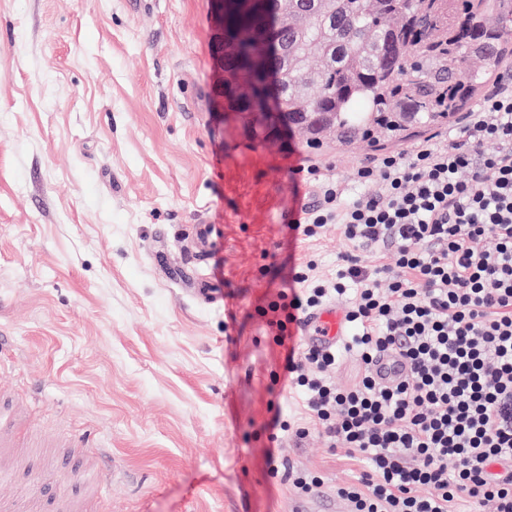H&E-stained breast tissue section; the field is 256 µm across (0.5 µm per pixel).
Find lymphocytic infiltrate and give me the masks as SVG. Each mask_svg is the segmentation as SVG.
Returning <instances> with one entry per match:
<instances>
[{"label":"lymphocytic infiltrate","instance_id":"f902f5d3","mask_svg":"<svg viewBox=\"0 0 512 512\" xmlns=\"http://www.w3.org/2000/svg\"><path fill=\"white\" fill-rule=\"evenodd\" d=\"M463 134L354 167L375 195L346 200L321 181L318 204L291 224L309 238L336 226L349 248L335 278H316L307 261L268 306L308 415L272 424L300 439L317 431L366 461L336 488L351 512H453L460 501L512 512V475L490 471L512 463V86L469 112ZM489 142L498 150L485 151ZM375 247L393 265L364 266ZM348 294L365 371L342 388L330 378L335 354L298 348L291 326ZM387 350L408 367L393 385L370 370Z\"/></svg>","mask_w":512,"mask_h":512}]
</instances>
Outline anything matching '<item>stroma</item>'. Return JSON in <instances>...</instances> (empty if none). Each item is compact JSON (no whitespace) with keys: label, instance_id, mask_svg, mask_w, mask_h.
Wrapping results in <instances>:
<instances>
[{"label":"stroma","instance_id":"stroma-1","mask_svg":"<svg viewBox=\"0 0 512 512\" xmlns=\"http://www.w3.org/2000/svg\"><path fill=\"white\" fill-rule=\"evenodd\" d=\"M212 35L210 0H0V412L26 428L2 503L291 512L269 448L331 487L364 469L314 433L270 443L303 401L264 311L347 249L289 234L319 198L300 166L371 194L351 169L385 148L250 141L212 92ZM171 264L224 276L198 293Z\"/></svg>","mask_w":512,"mask_h":512}]
</instances>
